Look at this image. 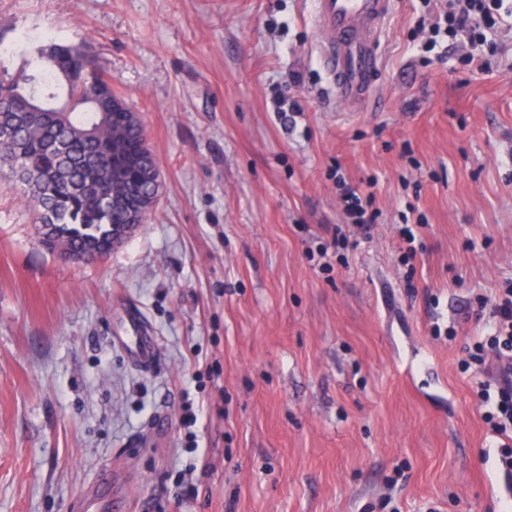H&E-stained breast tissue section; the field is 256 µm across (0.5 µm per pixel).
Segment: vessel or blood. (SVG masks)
Segmentation results:
<instances>
[{
	"mask_svg": "<svg viewBox=\"0 0 512 512\" xmlns=\"http://www.w3.org/2000/svg\"><path fill=\"white\" fill-rule=\"evenodd\" d=\"M392 0H313L320 31L316 45L338 103L349 111L368 110L382 64L381 44ZM134 334L132 356L138 366L151 368L158 344L139 318H129Z\"/></svg>",
	"mask_w": 512,
	"mask_h": 512,
	"instance_id": "b4317fda",
	"label": "vessel or blood"
}]
</instances>
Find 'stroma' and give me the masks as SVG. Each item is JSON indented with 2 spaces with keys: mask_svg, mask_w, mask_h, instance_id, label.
I'll use <instances>...</instances> for the list:
<instances>
[{
  "mask_svg": "<svg viewBox=\"0 0 512 512\" xmlns=\"http://www.w3.org/2000/svg\"><path fill=\"white\" fill-rule=\"evenodd\" d=\"M440 9L393 0L375 108L347 112L312 0H0L4 41L91 42L163 174L147 223L76 263L0 181V512H71L106 466L124 512H512L460 364L512 287V33L493 72L454 73L414 40ZM340 175L375 184L368 232ZM336 186L339 190V200L347 219L351 221L350 224L362 226L371 224V217L367 216V208L372 203V195L362 196L357 187L348 184L342 177L336 180ZM128 324L135 334L134 348L131 351L134 361L138 366L149 369L155 363L158 355V344L151 337L141 320L137 317L128 318Z\"/></svg>",
  "mask_w": 512,
  "mask_h": 512,
  "instance_id": "1",
  "label": "stroma"
}]
</instances>
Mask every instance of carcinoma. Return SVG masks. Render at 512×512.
<instances>
[{
	"instance_id": "obj_1",
	"label": "carcinoma",
	"mask_w": 512,
	"mask_h": 512,
	"mask_svg": "<svg viewBox=\"0 0 512 512\" xmlns=\"http://www.w3.org/2000/svg\"><path fill=\"white\" fill-rule=\"evenodd\" d=\"M16 74L0 60V124L24 113L10 143H0V168L10 170L40 224L49 251H76L112 241L125 212L112 195L133 198L152 188L112 164L118 144L138 149L142 167L158 161L143 125L125 124L94 53L84 43L42 39L19 54Z\"/></svg>"
}]
</instances>
